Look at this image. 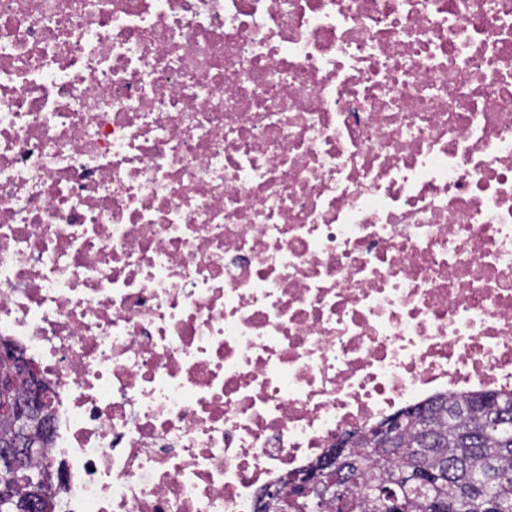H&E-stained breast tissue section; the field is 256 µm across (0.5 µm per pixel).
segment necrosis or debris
I'll list each match as a JSON object with an SVG mask.
<instances>
[{
  "instance_id": "obj_1",
  "label": "necrosis or debris",
  "mask_w": 512,
  "mask_h": 512,
  "mask_svg": "<svg viewBox=\"0 0 512 512\" xmlns=\"http://www.w3.org/2000/svg\"><path fill=\"white\" fill-rule=\"evenodd\" d=\"M1 338L59 512L512 392V0H0Z\"/></svg>"
}]
</instances>
